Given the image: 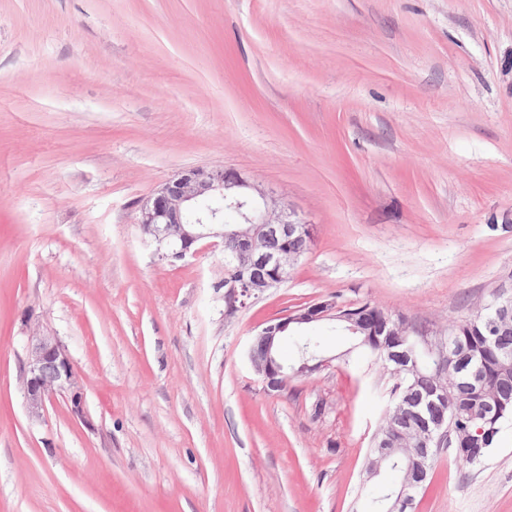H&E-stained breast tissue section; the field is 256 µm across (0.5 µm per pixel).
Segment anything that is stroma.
I'll use <instances>...</instances> for the list:
<instances>
[{
    "label": "stroma",
    "instance_id": "obj_1",
    "mask_svg": "<svg viewBox=\"0 0 512 512\" xmlns=\"http://www.w3.org/2000/svg\"><path fill=\"white\" fill-rule=\"evenodd\" d=\"M239 171L313 228L282 285L224 315V248L171 264L139 207ZM512 270V0H0V512H371L392 381L330 366L269 395L246 350L320 299L429 330ZM83 388L29 419L31 324ZM415 512H512V422Z\"/></svg>",
    "mask_w": 512,
    "mask_h": 512
}]
</instances>
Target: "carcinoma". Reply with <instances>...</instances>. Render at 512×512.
Returning <instances> with one entry per match:
<instances>
[{
	"label": "carcinoma",
	"mask_w": 512,
	"mask_h": 512,
	"mask_svg": "<svg viewBox=\"0 0 512 512\" xmlns=\"http://www.w3.org/2000/svg\"><path fill=\"white\" fill-rule=\"evenodd\" d=\"M502 296L492 292L491 299L469 317L448 324L444 332L428 331L403 319L405 331L396 350L415 349V359L386 356L381 348L384 336H359L349 333L352 348L360 349L381 363L394 378L392 401L373 438L390 449L389 459L368 460L366 472L373 478L386 470L395 477V486L386 494L369 492L375 512H386L391 497L410 479L413 470L425 466L431 471L437 451L454 449V461L461 471L481 464L495 447L501 424L512 419V325L501 329L496 341H486L484 320L501 303ZM352 311L365 316L376 327L393 313L369 302L340 307V313ZM458 359V368L448 367L440 353ZM482 378L476 383L472 372ZM501 405L499 414L488 406ZM478 427L487 430L485 450L473 453L470 434ZM428 448L426 458L418 449Z\"/></svg>",
	"instance_id": "cac0c4a2"
}]
</instances>
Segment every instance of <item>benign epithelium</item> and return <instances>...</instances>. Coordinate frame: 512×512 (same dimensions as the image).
Here are the masks:
<instances>
[{"label": "benign epithelium", "instance_id": "7a95c632", "mask_svg": "<svg viewBox=\"0 0 512 512\" xmlns=\"http://www.w3.org/2000/svg\"><path fill=\"white\" fill-rule=\"evenodd\" d=\"M237 213V227L224 228V210ZM142 235L156 245L161 259L182 261L199 252L206 239L231 244L237 268L248 273L224 279V296L239 301L225 309L231 316L245 301L286 281L287 265L299 254L291 248L298 239L312 241L311 225L297 219L289 206L250 182L240 172L222 167L185 169L163 183L140 208ZM280 243L270 249L269 241ZM336 301L323 299L270 321L249 342L247 358L262 376L264 390L278 392L290 375L274 366L276 341L303 325L336 318ZM512 318V304L504 302L486 318V336L496 335L501 322ZM28 417L43 418L47 403L65 393L71 412L84 414L83 392L74 364L54 336L34 326L28 336L23 373Z\"/></svg>", "mask_w": 512, "mask_h": 512}]
</instances>
